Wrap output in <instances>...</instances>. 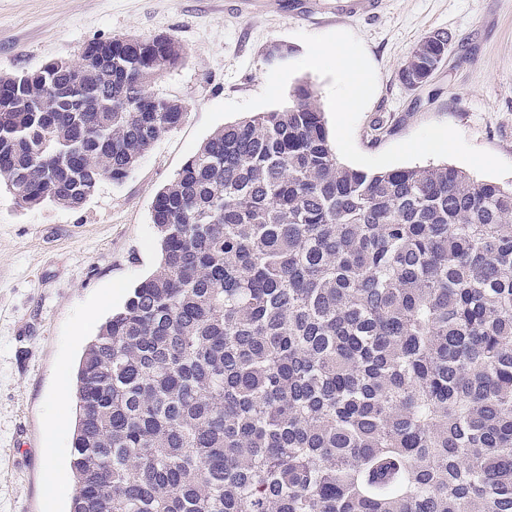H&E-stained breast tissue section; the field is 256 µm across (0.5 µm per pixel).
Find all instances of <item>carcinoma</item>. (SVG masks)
<instances>
[{
	"label": "carcinoma",
	"mask_w": 512,
	"mask_h": 512,
	"mask_svg": "<svg viewBox=\"0 0 512 512\" xmlns=\"http://www.w3.org/2000/svg\"><path fill=\"white\" fill-rule=\"evenodd\" d=\"M183 54L115 37L0 75V184L76 208L125 178L186 116L152 92ZM151 220L157 267L78 365L69 512H512V187L342 164L302 81Z\"/></svg>",
	"instance_id": "cac0c4a2"
}]
</instances>
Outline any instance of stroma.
Segmentation results:
<instances>
[{
	"mask_svg": "<svg viewBox=\"0 0 512 512\" xmlns=\"http://www.w3.org/2000/svg\"><path fill=\"white\" fill-rule=\"evenodd\" d=\"M341 0H0V75L79 60L93 42L173 36L181 63L154 84L187 115L119 182L103 181L80 208L20 206L0 186V512H67L41 479L54 464L65 488L75 402L53 399L61 371L75 373L87 317L119 310L159 257L151 205L187 161L182 149L206 110L260 94L274 69L304 58L302 34H353L377 75L354 142L378 155L430 123L457 129L473 147L512 163V0H378L342 14ZM433 31L451 37L427 86L398 71Z\"/></svg>",
	"mask_w": 512,
	"mask_h": 512,
	"instance_id": "stroma-1",
	"label": "stroma"
}]
</instances>
